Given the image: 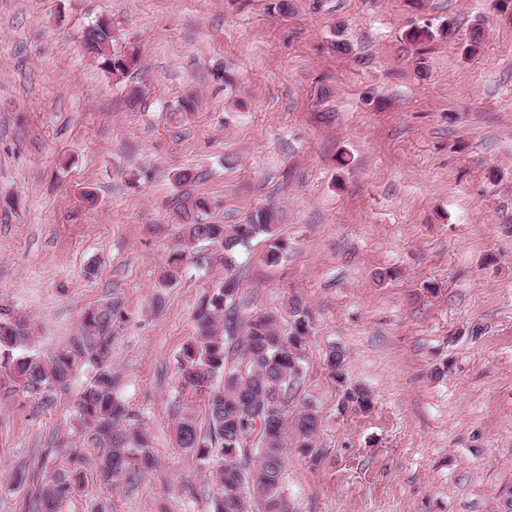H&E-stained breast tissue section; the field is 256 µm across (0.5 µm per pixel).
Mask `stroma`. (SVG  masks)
Returning a JSON list of instances; mask_svg holds the SVG:
<instances>
[{"label":"stroma","instance_id":"obj_1","mask_svg":"<svg viewBox=\"0 0 512 512\" xmlns=\"http://www.w3.org/2000/svg\"><path fill=\"white\" fill-rule=\"evenodd\" d=\"M100 19L141 52L125 79L81 45ZM446 22L450 35L406 38ZM183 169L204 177L178 185ZM185 190L216 224L280 215L281 258L261 237L237 258V315L273 309L287 328L297 298L312 318L288 412L318 410L323 458L286 448L290 512H498L512 489V15L494 0H0V307L30 317L46 351L120 300L112 365L155 456L134 484L87 473L63 512L211 510L216 487L172 422L207 417L179 355L223 249L197 244L152 309ZM91 376L48 399L0 388V512L34 491L13 489L17 470L66 467L52 448ZM353 386L369 411L343 406Z\"/></svg>","mask_w":512,"mask_h":512}]
</instances>
